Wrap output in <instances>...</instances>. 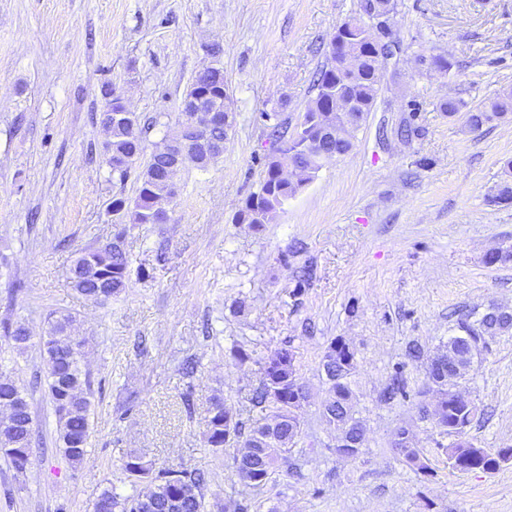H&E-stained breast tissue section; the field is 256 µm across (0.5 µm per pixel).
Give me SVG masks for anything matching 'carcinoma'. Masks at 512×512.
<instances>
[{"mask_svg": "<svg viewBox=\"0 0 512 512\" xmlns=\"http://www.w3.org/2000/svg\"><path fill=\"white\" fill-rule=\"evenodd\" d=\"M394 0H364L363 12L369 17L393 12ZM339 37L350 57L351 70L342 75L330 58L319 70L311 99L295 123L282 117L281 101L271 111L264 113L266 120L274 121L268 134L269 150L259 158L263 175L259 189L251 193L239 216L243 222L257 228L268 223L272 215L283 207L284 201L294 197L310 182L330 157L344 154L352 142L342 133L349 127L348 117L366 115L374 106L380 86V62L373 47L371 25L360 18L351 17L342 23ZM208 68L200 70L185 95V99L201 98L224 111L216 114L219 122L202 133L204 142L189 153L199 166L205 168L224 155L227 129L233 122L231 98L224 83L207 82ZM123 110L120 120H111L109 110ZM440 109L452 116L463 110L469 112L470 127L478 129L512 114V89L493 93L480 105L471 108L461 98H448ZM101 122L111 138L105 144V162L112 174L124 181L132 166L143 152L142 142L136 133L138 117L125 110L121 98L105 102ZM174 135L157 147L145 162L138 177L136 196L128 203L123 198L112 200V213L117 223L129 218L131 224H155L162 210V202L175 195L174 177L182 165ZM294 152L293 172L289 175L288 153ZM493 200L512 203V161L504 164L499 182L494 187ZM126 228L119 227L101 246L79 253L71 266V283L75 290L96 303L111 301L126 286L130 261L123 248ZM73 317L63 314L49 321L47 335L42 339V352L47 365L45 380L48 398L57 419V444L59 451L74 467L83 463L87 455L90 436L91 380L82 369L81 360L86 340L72 334ZM457 327L464 332L453 336L448 345L427 358L429 380L437 386L436 403L422 406L423 418L446 434L454 435L459 415L467 407L464 396L448 390V378L465 377L474 353L487 347L486 337L496 336L512 329V313L492 306L481 315L463 314ZM0 337L24 349L30 340L22 324L3 322ZM354 352L338 347L334 341L323 357V369L331 383L333 397L325 405L323 415L346 438L362 442L363 427L353 416L350 407L352 391L347 382ZM387 402H401L410 398L405 382L394 378L383 394ZM304 399L303 388L296 386L294 353L288 341L271 354L263 366V380L250 395L252 406L270 408V415L246 425L239 414L224 404V399H214L208 420L206 443L211 448L237 446L233 463L238 479L250 488L264 485L278 462L285 459L290 447L301 432L297 414L299 405L291 400ZM0 453L6 456L16 471L22 473L29 464L33 451V418L27 394L13 381L0 379ZM394 448L404 455L407 463L420 473H429L422 462L420 450L413 445L407 429L395 434ZM448 456L464 459L465 466L492 472L500 464L512 459V448H479L468 439L448 445ZM123 470L131 482L140 487L130 498L119 499L111 490H104L96 501V508L108 507L110 512H205L202 485L204 477L186 469L155 470L153 465L138 455H129Z\"/></svg>", "mask_w": 512, "mask_h": 512, "instance_id": "carcinoma-1", "label": "carcinoma"}]
</instances>
